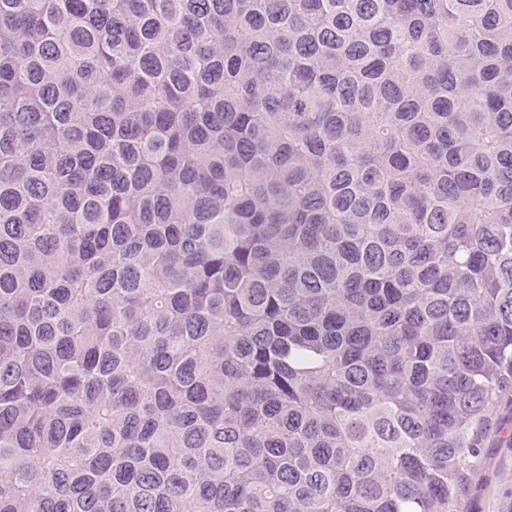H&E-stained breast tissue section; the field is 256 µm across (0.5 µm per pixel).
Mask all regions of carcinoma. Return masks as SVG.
<instances>
[{"label":"carcinoma","mask_w":512,"mask_h":512,"mask_svg":"<svg viewBox=\"0 0 512 512\" xmlns=\"http://www.w3.org/2000/svg\"><path fill=\"white\" fill-rule=\"evenodd\" d=\"M512 401V0H0V512H465Z\"/></svg>","instance_id":"obj_1"}]
</instances>
